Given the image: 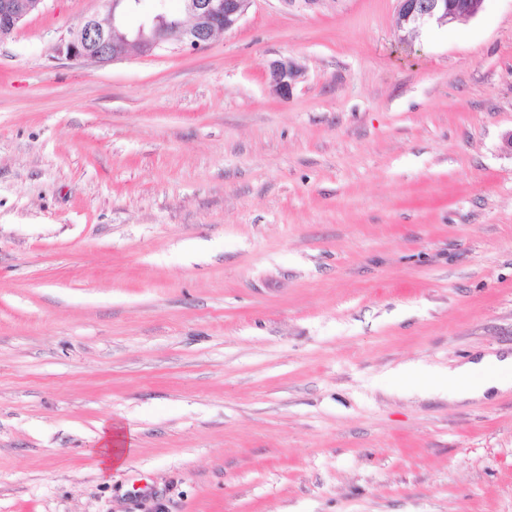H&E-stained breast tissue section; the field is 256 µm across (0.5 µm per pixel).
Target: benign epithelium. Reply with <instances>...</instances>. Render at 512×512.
<instances>
[{
  "label": "benign epithelium",
  "instance_id": "7a95c632",
  "mask_svg": "<svg viewBox=\"0 0 512 512\" xmlns=\"http://www.w3.org/2000/svg\"><path fill=\"white\" fill-rule=\"evenodd\" d=\"M44 0H0V42L8 39L19 23L41 9ZM111 15L107 23L85 20L70 31L59 51L73 60L92 59L103 65L123 59L131 48L142 56H153L169 48L199 50L220 32L238 27L254 0H184L188 20L170 21L158 14L135 31L123 28L116 9L133 11L138 0H104ZM397 27L405 36L428 24L452 25L477 17L485 0H397ZM301 76L297 64L281 58L270 62L267 80L272 93L289 97Z\"/></svg>",
  "mask_w": 512,
  "mask_h": 512
}]
</instances>
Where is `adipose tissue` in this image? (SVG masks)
Here are the masks:
<instances>
[{"label": "adipose tissue", "mask_w": 512, "mask_h": 512, "mask_svg": "<svg viewBox=\"0 0 512 512\" xmlns=\"http://www.w3.org/2000/svg\"><path fill=\"white\" fill-rule=\"evenodd\" d=\"M401 375L421 378L428 386L441 394L457 400L483 397L487 392H505L512 389V356L484 357L453 368L439 369L430 373L413 365L401 368ZM99 461L104 468L122 464L134 442L133 430L119 424L104 423L99 430Z\"/></svg>", "instance_id": "ef3b65f1"}]
</instances>
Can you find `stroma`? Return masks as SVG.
<instances>
[{
  "instance_id": "obj_1",
  "label": "stroma",
  "mask_w": 512,
  "mask_h": 512,
  "mask_svg": "<svg viewBox=\"0 0 512 512\" xmlns=\"http://www.w3.org/2000/svg\"><path fill=\"white\" fill-rule=\"evenodd\" d=\"M396 9L102 65L59 46L105 0H45L0 42V512H512V392L396 374L512 355V0ZM397 27L402 39L428 24L452 25L477 17L485 0H397ZM301 76L297 64L281 58L270 62L267 69V80L272 93L281 98L289 97ZM99 463L104 468L122 464L133 446L134 432L120 424L102 423L99 430Z\"/></svg>"
}]
</instances>
